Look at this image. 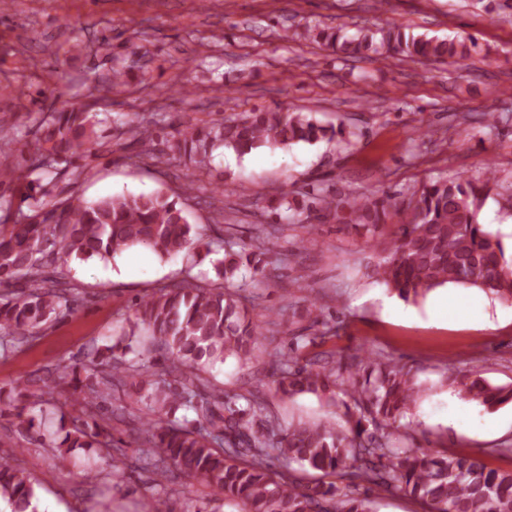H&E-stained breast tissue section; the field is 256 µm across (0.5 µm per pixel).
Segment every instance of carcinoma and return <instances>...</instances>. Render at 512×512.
Masks as SVG:
<instances>
[{
	"instance_id": "cac0c4a2",
	"label": "carcinoma",
	"mask_w": 512,
	"mask_h": 512,
	"mask_svg": "<svg viewBox=\"0 0 512 512\" xmlns=\"http://www.w3.org/2000/svg\"><path fill=\"white\" fill-rule=\"evenodd\" d=\"M305 37L326 42L346 58L379 59L386 54L458 63L471 54L464 40L415 37L401 29L376 33L361 30L346 35L343 28L321 29ZM102 124L82 105L64 104L45 113L33 135L32 167H5L3 178L17 184L28 212L11 224H0V284L18 285L0 295V355L33 341L57 316L71 310V285L58 271L63 258H113L129 248L147 246L169 257L194 245L193 227L177 202L160 194H122L86 202L72 192L92 155ZM161 119L115 127L110 141L124 151L136 143H151ZM355 133L318 124L305 112L258 109L212 124L190 125L166 133L164 149L143 156L156 164L169 157L207 165L213 152L231 149L247 153L260 148L315 144ZM58 172L56 190L43 189L33 171ZM495 171L477 183L458 178L431 181L408 199L306 193L301 214L316 212L338 224L377 227L390 210L402 215L392 241L376 267V275L404 301H415L449 284L475 287L512 303V263L494 234L477 220L491 191ZM283 224H256L249 242L233 235L224 239V259L216 267L218 280L202 286L188 276L143 296L137 320L147 336V354L159 352L163 369L125 359L126 347L93 344L76 364L44 378L23 380L26 387L41 382L38 405L53 399L51 384L68 386L79 408L70 414L61 434L50 440L58 464L65 468L77 448H98L119 454L112 422L125 421L123 407H107V397L127 386L135 402L158 415L138 437L140 460L161 482L177 473L187 484H199L244 512H375L361 493L369 485L379 492L401 491L422 504L424 512H512V471L501 472L480 458L439 453L423 448H396L389 429L418 398L411 371L381 356L367 357L368 367L354 365L330 353L304 359L302 350L315 342L306 334L293 337L291 355L271 354L270 375L284 396L316 395L343 410L348 427L299 424L280 436L266 402L248 392L224 398L220 391L202 389L201 372L210 364L235 357L251 360L261 332L235 281L244 264L269 282L281 278L280 266L256 262L269 251ZM461 398L494 411L512 403V385L496 386L474 373L456 382ZM185 408L196 416L188 426L166 419ZM299 464L319 474L307 485L273 469ZM33 480L15 464V452L0 454V499L12 512H35Z\"/></svg>"
}]
</instances>
